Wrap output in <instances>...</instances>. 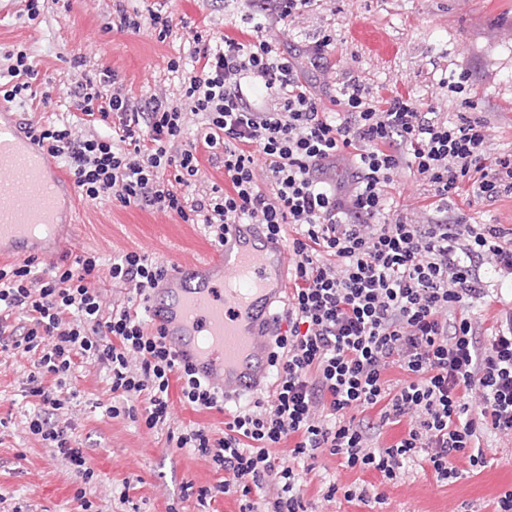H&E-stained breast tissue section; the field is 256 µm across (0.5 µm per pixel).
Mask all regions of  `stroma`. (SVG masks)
<instances>
[{"label": "stroma", "mask_w": 512, "mask_h": 512, "mask_svg": "<svg viewBox=\"0 0 512 512\" xmlns=\"http://www.w3.org/2000/svg\"><path fill=\"white\" fill-rule=\"evenodd\" d=\"M166 4L183 27L158 40L144 30L113 26L112 0H45L36 20L18 15L15 0H0V50L21 45L41 61L42 77L68 88L81 77L114 72L140 96L148 83L164 80L177 89L166 63L187 49L193 28L219 34L246 14L245 0H124L127 10L146 13ZM336 34L337 81L354 76L373 97L411 93L437 102L448 120L461 112V97L441 80L466 73L471 97L495 136V154L512 153V0H323L300 24L291 46H305L326 31ZM76 222L60 250L40 255L42 263L63 253L97 250L104 262L139 250L164 262L192 261L211 249L201 225L161 212L124 207L118 202L88 204L73 200ZM28 361L0 354V512H79L77 489H84L95 512H238L234 497L217 495L209 506L181 500L184 482L211 486L222 481L192 451L175 447L166 431L143 422L107 417L102 409L112 395L104 371L84 365L70 388L75 435L96 477L83 482L57 449L27 433L25 421L36 400L24 392ZM490 463L445 486L420 466L407 468L402 481L381 484L376 473L340 467L336 457L316 459L301 486L310 512H483L500 492L512 489V439H490ZM381 484L385 504L370 507L343 495L325 500L323 487L354 482Z\"/></svg>", "instance_id": "35a3bbf8"}]
</instances>
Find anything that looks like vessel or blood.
Listing matches in <instances>:
<instances>
[{"mask_svg":"<svg viewBox=\"0 0 512 512\" xmlns=\"http://www.w3.org/2000/svg\"><path fill=\"white\" fill-rule=\"evenodd\" d=\"M49 155L22 136L9 109L0 110V255H34L68 216L71 195ZM287 249L259 225L232 224L223 246L201 260L172 264L150 306L154 325L179 359L225 397L263 388L276 306L288 291Z\"/></svg>","mask_w":512,"mask_h":512,"instance_id":"b4317fda","label":"vessel or blood"}]
</instances>
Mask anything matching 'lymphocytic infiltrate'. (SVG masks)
<instances>
[{
	"instance_id": "f902f5d3",
	"label": "lymphocytic infiltrate",
	"mask_w": 512,
	"mask_h": 512,
	"mask_svg": "<svg viewBox=\"0 0 512 512\" xmlns=\"http://www.w3.org/2000/svg\"><path fill=\"white\" fill-rule=\"evenodd\" d=\"M249 3L250 35L197 31L188 60L168 61L178 96L158 84L138 99L107 73L76 83L69 118L32 121L24 133L64 161L79 199L202 225L218 247L230 224L289 238L273 390L229 412L223 434L175 426L174 403L220 411L224 393L182 363L143 315L169 266L139 251L105 271L93 251L40 270L30 257L0 266V352L31 359L25 391L41 406L28 430L91 481L66 387L91 362L112 394L107 415L166 429L177 447L226 473L212 487L186 483L184 495L199 504L221 493L236 497L239 512H308L302 475L325 454L380 483L401 479L412 462L437 483H454L457 456L485 468V436L512 437V308L488 335L471 316L493 293L481 268L512 275V226L469 223L448 201L461 192L472 207L512 198V155L489 158L491 128L472 109L466 75L447 81L462 97L453 122L409 93L377 103L358 79L333 85L326 58L335 35L301 50L287 45L320 0ZM5 58L1 98L30 106L50 98V88L36 86L39 60L20 48ZM107 122L111 134H97ZM191 124L197 135L188 142ZM202 148L223 167V184L203 180ZM405 168L433 196L423 217L387 206ZM106 278L121 295H108ZM393 368L401 374L394 382ZM401 423L397 442L380 443L384 427ZM287 441L289 465L276 453Z\"/></svg>"
}]
</instances>
